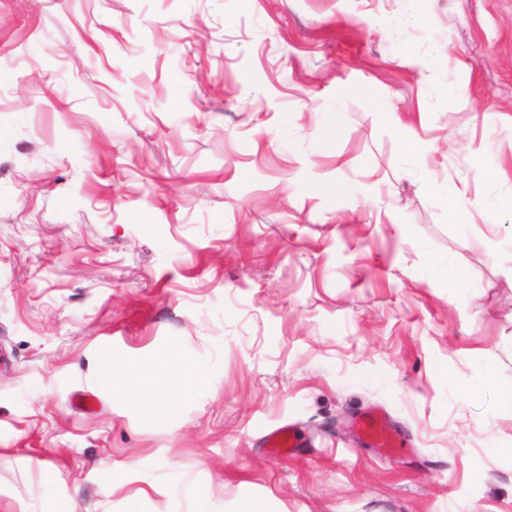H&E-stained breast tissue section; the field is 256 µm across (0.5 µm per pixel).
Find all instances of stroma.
<instances>
[{
  "label": "stroma",
  "mask_w": 512,
  "mask_h": 512,
  "mask_svg": "<svg viewBox=\"0 0 512 512\" xmlns=\"http://www.w3.org/2000/svg\"><path fill=\"white\" fill-rule=\"evenodd\" d=\"M509 386L512 0H0V512H512ZM357 431L377 448H397V440L386 421L376 414L362 415L356 419ZM263 439L268 448L283 456L297 455L306 445L298 431L288 424L274 428Z\"/></svg>",
  "instance_id": "obj_1"
}]
</instances>
